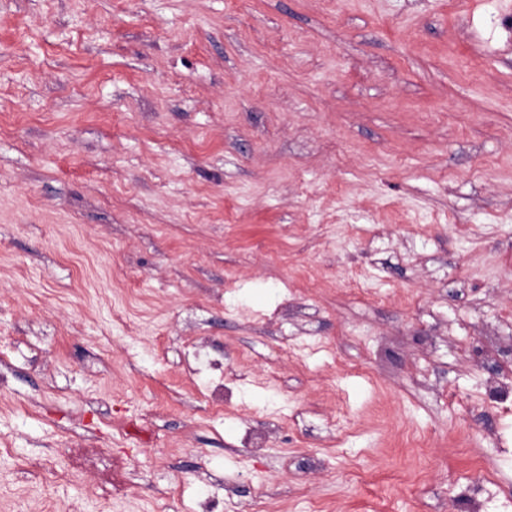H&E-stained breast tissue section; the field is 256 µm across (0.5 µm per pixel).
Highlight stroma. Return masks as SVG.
Instances as JSON below:
<instances>
[{
	"mask_svg": "<svg viewBox=\"0 0 512 512\" xmlns=\"http://www.w3.org/2000/svg\"><path fill=\"white\" fill-rule=\"evenodd\" d=\"M511 360L512 0H0V512H512Z\"/></svg>",
	"mask_w": 512,
	"mask_h": 512,
	"instance_id": "35a3bbf8",
	"label": "stroma"
}]
</instances>
